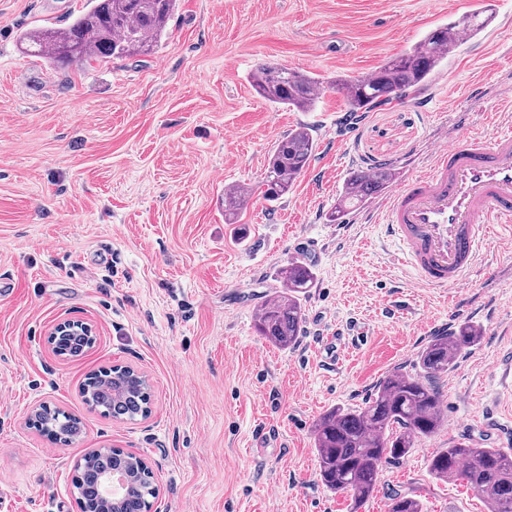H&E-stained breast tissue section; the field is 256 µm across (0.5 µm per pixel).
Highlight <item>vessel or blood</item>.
Masks as SVG:
<instances>
[{
	"instance_id": "vessel-or-blood-1",
	"label": "vessel or blood",
	"mask_w": 512,
	"mask_h": 512,
	"mask_svg": "<svg viewBox=\"0 0 512 512\" xmlns=\"http://www.w3.org/2000/svg\"><path fill=\"white\" fill-rule=\"evenodd\" d=\"M387 234L423 288L464 283L491 225L512 234V133L464 135L434 154L430 173L385 197Z\"/></svg>"
}]
</instances>
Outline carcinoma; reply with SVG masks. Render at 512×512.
<instances>
[{"label": "carcinoma", "instance_id": "cac0c4a2", "mask_svg": "<svg viewBox=\"0 0 512 512\" xmlns=\"http://www.w3.org/2000/svg\"><path fill=\"white\" fill-rule=\"evenodd\" d=\"M177 0H90L89 8L68 26L39 27L21 34L26 51L60 67L88 61H123L150 55L167 36L168 23ZM486 6L427 33L417 44L375 70L370 76L338 83L347 98V111L369 112L405 96L429 81L458 43L461 33L472 38L489 23ZM253 89L268 103L308 111L319 99L320 82L310 74L285 66L264 64L252 77ZM317 143L311 131L299 127L277 142L270 153L262 186L263 197L276 200L288 193L309 167ZM393 178L384 164L367 176L354 172L347 179L341 201L329 215L340 220L348 209L385 188ZM252 191L224 193V223L235 224ZM282 287L273 300L262 304L254 321L260 335L273 346L294 345L301 330L302 294L311 287V267L290 261L281 272ZM481 339L477 326L463 322L452 331L433 337L419 352L412 369L386 374L363 406H336L314 426V447L322 484L334 493L351 498L350 512L369 500L379 483L381 467L408 456L418 442L435 434L444 422L436 380L453 367V359L476 346ZM86 402L119 421L149 414L151 393L146 380L133 382L118 367L112 375L101 371L88 377L82 387ZM33 428L59 443L69 444L81 433L79 419L47 405L35 414ZM136 465L129 454L116 450L101 467L115 471ZM430 474L440 480L465 481L486 503L487 512H512V455L498 448H473L459 443L428 460ZM84 512H98L97 469L77 470L73 480ZM154 475L140 472L127 490L120 512H150L155 498ZM389 512H422L420 502L394 493Z\"/></svg>", "mask_w": 512, "mask_h": 512}]
</instances>
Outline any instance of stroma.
Returning <instances> with one entry per match:
<instances>
[{
  "mask_svg": "<svg viewBox=\"0 0 512 512\" xmlns=\"http://www.w3.org/2000/svg\"><path fill=\"white\" fill-rule=\"evenodd\" d=\"M410 95L354 128L336 82L364 77L480 0H179L146 57L60 68L26 55L19 33L63 27L88 0H0V512H79L74 466L91 448L144 456L159 495L152 512H349L318 476L313 427L356 408L385 373L412 366L438 333L479 326V344L437 383L444 424L385 463L365 512L389 496L423 512H486L463 481L427 461L458 442L512 452V242L489 240L465 283L417 287L365 199L338 224L325 215L351 171L388 163L396 183L429 171L439 145L512 129V0ZM263 64L316 76L312 111L255 93ZM312 130L317 149L275 201L259 185L273 146ZM253 193L239 224L224 190ZM305 253L315 279L296 343L278 349L254 313ZM65 319L90 322L94 345L68 360L48 344ZM342 335L336 360L325 337ZM147 376L151 413L120 422L90 410L91 371ZM43 405L80 417L55 444L27 420Z\"/></svg>",
  "mask_w": 512,
  "mask_h": 512,
  "instance_id": "obj_1",
  "label": "stroma"
}]
</instances>
